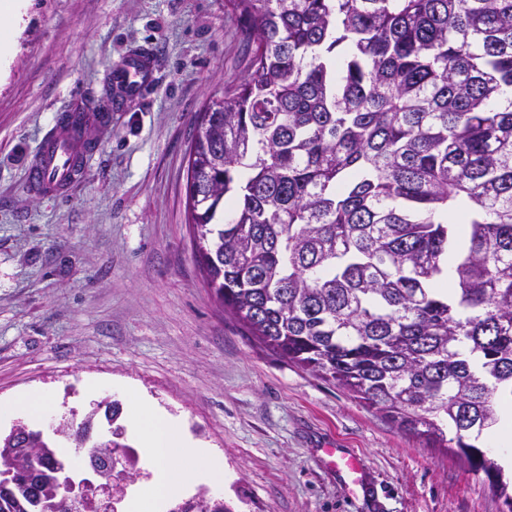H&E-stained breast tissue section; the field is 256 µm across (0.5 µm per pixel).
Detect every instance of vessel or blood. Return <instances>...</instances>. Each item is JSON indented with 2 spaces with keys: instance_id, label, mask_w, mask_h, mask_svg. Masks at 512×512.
<instances>
[{
  "instance_id": "1",
  "label": "vessel or blood",
  "mask_w": 512,
  "mask_h": 512,
  "mask_svg": "<svg viewBox=\"0 0 512 512\" xmlns=\"http://www.w3.org/2000/svg\"><path fill=\"white\" fill-rule=\"evenodd\" d=\"M149 70L146 58L137 57L126 61L116 77L127 94L138 95L145 84ZM82 151V138L72 129L56 127L44 140L38 154L29 167V179L33 188L44 195H67L82 169L77 161ZM332 465L353 486H363L364 477L359 463L351 454L338 448L328 451Z\"/></svg>"
}]
</instances>
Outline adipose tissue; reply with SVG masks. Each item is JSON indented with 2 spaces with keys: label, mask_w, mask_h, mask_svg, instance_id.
Returning <instances> with one entry per match:
<instances>
[{
  "label": "adipose tissue",
  "mask_w": 512,
  "mask_h": 512,
  "mask_svg": "<svg viewBox=\"0 0 512 512\" xmlns=\"http://www.w3.org/2000/svg\"><path fill=\"white\" fill-rule=\"evenodd\" d=\"M130 422L154 471L147 500L136 501L133 512H158L187 487L202 481L216 489L222 487V461L209 449L187 442L165 415L143 406L131 414Z\"/></svg>",
  "instance_id": "1"
}]
</instances>
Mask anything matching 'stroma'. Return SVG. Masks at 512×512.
Instances as JSON below:
<instances>
[{
  "mask_svg": "<svg viewBox=\"0 0 512 512\" xmlns=\"http://www.w3.org/2000/svg\"><path fill=\"white\" fill-rule=\"evenodd\" d=\"M0 76V431L14 398L44 417L131 395L222 457L233 512H501L484 472L265 347L206 287L187 223L196 114L247 59L224 0H25ZM150 55L138 98L94 127L68 196L26 172L64 112L103 100L116 70ZM356 455L344 484L327 449Z\"/></svg>",
  "mask_w": 512,
  "mask_h": 512,
  "instance_id": "obj_1",
  "label": "stroma"
}]
</instances>
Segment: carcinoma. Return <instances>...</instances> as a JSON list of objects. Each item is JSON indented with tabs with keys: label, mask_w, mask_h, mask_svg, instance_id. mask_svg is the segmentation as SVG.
Returning <instances> with one entry per match:
<instances>
[{
	"label": "carcinoma",
	"mask_w": 512,
	"mask_h": 512,
	"mask_svg": "<svg viewBox=\"0 0 512 512\" xmlns=\"http://www.w3.org/2000/svg\"><path fill=\"white\" fill-rule=\"evenodd\" d=\"M226 2L250 56L197 114L186 186L208 288L281 357L455 444L512 512L476 445L512 404V0ZM86 430L29 432L0 512H100L51 471ZM197 504L232 512H170Z\"/></svg>",
	"instance_id": "carcinoma-1"
}]
</instances>
